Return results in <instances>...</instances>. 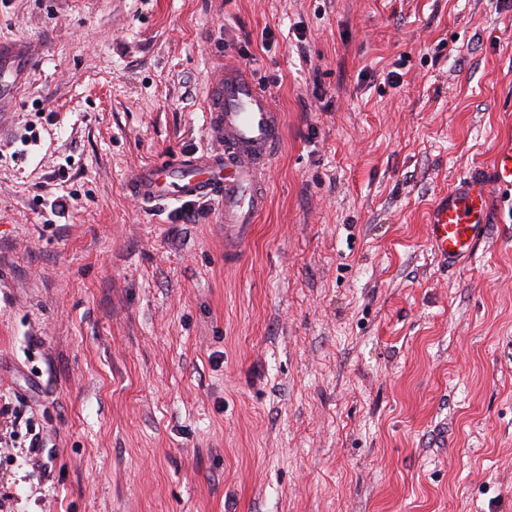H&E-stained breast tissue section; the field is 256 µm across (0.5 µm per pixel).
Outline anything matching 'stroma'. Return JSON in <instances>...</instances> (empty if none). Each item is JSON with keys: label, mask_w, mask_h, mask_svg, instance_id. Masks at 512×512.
Returning <instances> with one entry per match:
<instances>
[{"label": "stroma", "mask_w": 512, "mask_h": 512, "mask_svg": "<svg viewBox=\"0 0 512 512\" xmlns=\"http://www.w3.org/2000/svg\"><path fill=\"white\" fill-rule=\"evenodd\" d=\"M0 37L42 56L0 123V512H512V190L457 267L426 233L512 139V0H0ZM228 63L283 124L230 270L216 203L127 187L210 148Z\"/></svg>", "instance_id": "obj_1"}]
</instances>
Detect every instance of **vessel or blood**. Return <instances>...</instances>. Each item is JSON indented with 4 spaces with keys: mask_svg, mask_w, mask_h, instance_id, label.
Masks as SVG:
<instances>
[{
    "mask_svg": "<svg viewBox=\"0 0 512 512\" xmlns=\"http://www.w3.org/2000/svg\"><path fill=\"white\" fill-rule=\"evenodd\" d=\"M41 59L28 42L0 40V112L24 89ZM207 124L215 146L203 153H175L139 170L130 191L153 205L208 199L224 216V266L244 259L256 217L267 203L266 181L283 138L270 96L235 65L225 66L209 88ZM512 186V142L501 145L488 176L467 179L430 215L428 240L443 262L469 256L490 220V190Z\"/></svg>",
    "mask_w": 512,
    "mask_h": 512,
    "instance_id": "obj_1",
    "label": "vessel or blood"
}]
</instances>
